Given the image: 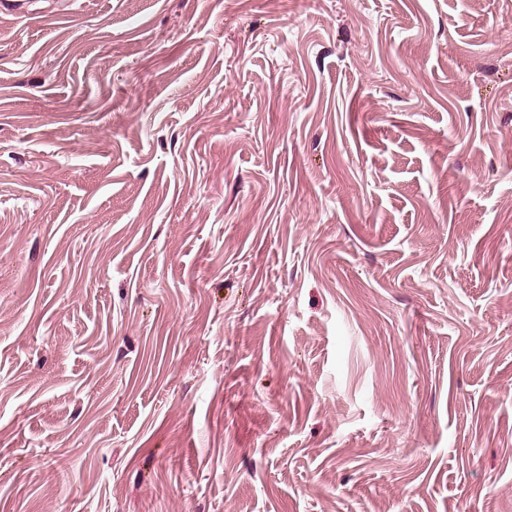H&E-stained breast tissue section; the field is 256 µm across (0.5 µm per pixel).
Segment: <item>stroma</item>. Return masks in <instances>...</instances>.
Wrapping results in <instances>:
<instances>
[{
    "instance_id": "stroma-1",
    "label": "stroma",
    "mask_w": 512,
    "mask_h": 512,
    "mask_svg": "<svg viewBox=\"0 0 512 512\" xmlns=\"http://www.w3.org/2000/svg\"><path fill=\"white\" fill-rule=\"evenodd\" d=\"M0 512H512V0L0 11Z\"/></svg>"
}]
</instances>
